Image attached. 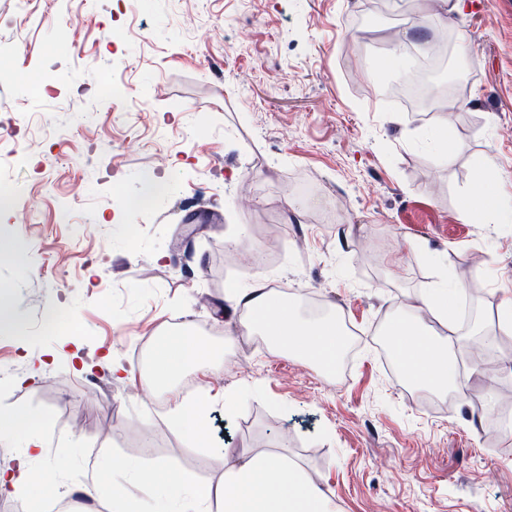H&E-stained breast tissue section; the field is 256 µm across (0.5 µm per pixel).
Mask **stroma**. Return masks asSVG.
I'll return each instance as SVG.
<instances>
[{"mask_svg": "<svg viewBox=\"0 0 512 512\" xmlns=\"http://www.w3.org/2000/svg\"><path fill=\"white\" fill-rule=\"evenodd\" d=\"M440 0H0V407L44 416L57 493L112 485L101 463L137 466L122 491L136 512L158 501L139 472L168 464L224 479L225 449L276 451L329 492L336 512H512V376L456 350L461 399L389 375L382 352L343 344L332 370L257 350L229 285L287 286L376 336L418 305L440 272L466 282L467 305L494 321L512 289V222L462 219L458 202L485 158L512 202V0L449 13L465 49L431 81L432 104L407 111L381 95L401 78L374 51L435 42L409 16ZM123 81L127 96L108 95ZM446 118L465 146L446 161L432 140ZM275 244L264 266L237 267L233 225ZM55 313L58 326L39 328ZM206 354L185 376L208 394L203 442L140 390L133 348L170 326ZM126 372L116 376L113 363ZM237 398L225 413L224 397ZM223 427H215V419Z\"/></svg>", "mask_w": 512, "mask_h": 512, "instance_id": "obj_1", "label": "stroma"}]
</instances>
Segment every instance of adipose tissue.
I'll list each match as a JSON object with an SVG mask.
<instances>
[{
	"instance_id": "ef3b65f1",
	"label": "adipose tissue",
	"mask_w": 512,
	"mask_h": 512,
	"mask_svg": "<svg viewBox=\"0 0 512 512\" xmlns=\"http://www.w3.org/2000/svg\"><path fill=\"white\" fill-rule=\"evenodd\" d=\"M498 179L493 159L475 170L470 187L459 200L462 216L469 221L483 217L500 206L494 189ZM465 294L462 283L432 285L420 296L423 308L448 325L447 335L429 329L417 316L402 312L390 318L387 335L392 336L398 359L415 384L451 394H460L462 383L449 372L450 360L461 337L454 327L457 304ZM228 295L244 315L242 325L252 334L268 337L275 350L293 352L318 363L335 366L340 342L333 318L307 320L295 305L277 297L264 278L246 288L232 287ZM204 350L190 336L164 339L155 351V361L170 373L195 363ZM38 418L22 409L0 410V442L19 440L17 463L0 471V491L24 486L45 487L61 476L57 463L45 460ZM148 481L162 503H176L180 512H210L213 491H220L224 512H335L332 500L303 469L286 456L274 453L243 455L228 464L219 489L198 482L187 472L175 473L166 464L147 471Z\"/></svg>"
}]
</instances>
